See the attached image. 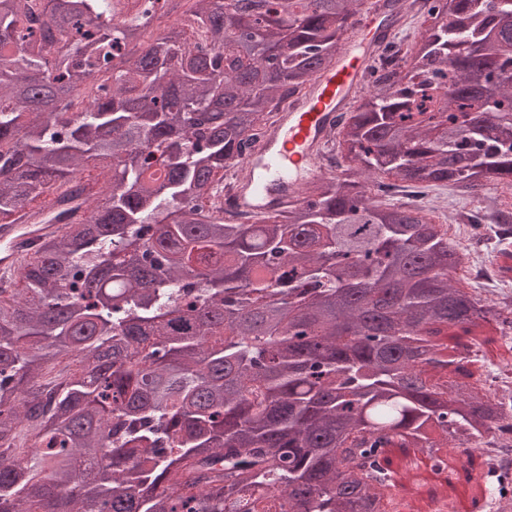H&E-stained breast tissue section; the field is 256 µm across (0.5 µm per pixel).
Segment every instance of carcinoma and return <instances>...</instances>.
<instances>
[{"label": "carcinoma", "mask_w": 512, "mask_h": 512, "mask_svg": "<svg viewBox=\"0 0 512 512\" xmlns=\"http://www.w3.org/2000/svg\"><path fill=\"white\" fill-rule=\"evenodd\" d=\"M156 2L0 0V221L91 198L0 291V512H388L394 458L443 471L448 442L512 435L458 355L512 367L477 333L512 300L454 282L461 245L406 199L512 190V0H414L409 45L385 15L334 124L347 168L250 224L205 199L359 0ZM172 14L190 30L146 38ZM483 209L512 224L499 197L461 223ZM400 1H402L400 5L402 14L404 15V22L393 37L402 40L405 44L418 42L426 29L423 26V19L419 18L414 10L408 9L409 4L412 2L411 0Z\"/></svg>", "instance_id": "1"}]
</instances>
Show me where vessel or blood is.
<instances>
[{
    "label": "vessel or blood",
    "instance_id": "b4317fda",
    "mask_svg": "<svg viewBox=\"0 0 512 512\" xmlns=\"http://www.w3.org/2000/svg\"><path fill=\"white\" fill-rule=\"evenodd\" d=\"M383 0H369L356 32L339 46L333 63L319 69L299 99L278 112L266 138L244 164L233 208L260 215L299 200L303 186L320 174V158L337 112L353 104L364 86ZM57 210L24 209L0 224V281H16L34 247L61 234Z\"/></svg>",
    "mask_w": 512,
    "mask_h": 512
}]
</instances>
